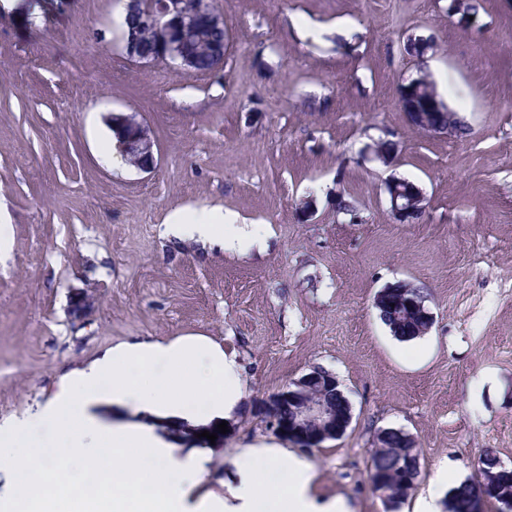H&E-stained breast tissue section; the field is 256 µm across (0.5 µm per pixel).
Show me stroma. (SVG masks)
Returning <instances> with one entry per match:
<instances>
[{
  "label": "stroma",
  "mask_w": 512,
  "mask_h": 512,
  "mask_svg": "<svg viewBox=\"0 0 512 512\" xmlns=\"http://www.w3.org/2000/svg\"><path fill=\"white\" fill-rule=\"evenodd\" d=\"M224 16V67L135 64L119 44V0H39L35 19L0 0V425L36 414L61 378L122 342L206 336L235 353L244 384L202 484L220 495L231 459L262 444L303 455L324 499L385 512L370 479L381 430L414 440L413 512L439 467L471 478L484 452L512 468V0H208ZM313 25V37L296 25ZM410 37L433 38L425 68ZM427 71L464 136L409 124L402 80ZM112 112L135 114L157 165L104 163ZM391 139L392 164L375 141ZM427 205L396 222L386 181ZM344 196L351 212L337 213ZM310 213H303L304 200ZM238 215L256 240L227 252L177 240L175 210ZM420 287L430 331L401 341L375 308L386 285ZM100 295L90 321L68 291ZM352 404L343 436L299 452L253 405L311 367Z\"/></svg>",
  "instance_id": "1"
}]
</instances>
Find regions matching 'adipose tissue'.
<instances>
[{"mask_svg":"<svg viewBox=\"0 0 512 512\" xmlns=\"http://www.w3.org/2000/svg\"><path fill=\"white\" fill-rule=\"evenodd\" d=\"M169 230L227 249L246 237L218 208L175 212ZM242 397L237 360L206 338L116 345L68 376L37 421L0 427V471L13 479L11 493L0 495V512H68L72 478L59 463L63 453L78 455L99 473L96 512H347L343 500L315 495L306 461L281 463L271 446L238 454L225 495L197 494L207 470L204 452L172 447L141 423L102 427L88 413L109 399L156 417L218 424L237 411Z\"/></svg>","mask_w":512,"mask_h":512,"instance_id":"ef3b65f1","label":"adipose tissue"}]
</instances>
